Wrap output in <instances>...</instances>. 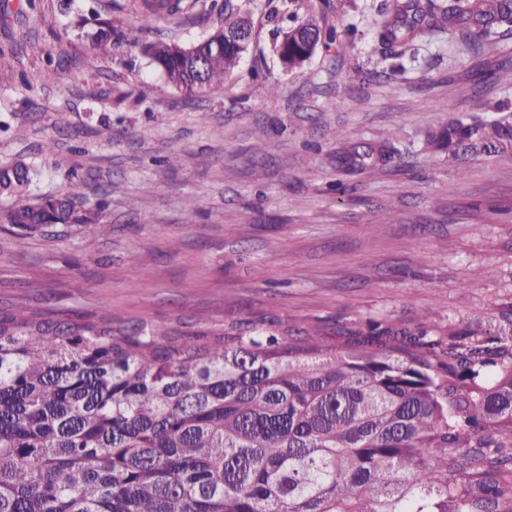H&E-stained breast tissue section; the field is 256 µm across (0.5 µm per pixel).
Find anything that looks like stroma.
I'll list each match as a JSON object with an SVG mask.
<instances>
[{"instance_id": "35a3bbf8", "label": "stroma", "mask_w": 512, "mask_h": 512, "mask_svg": "<svg viewBox=\"0 0 512 512\" xmlns=\"http://www.w3.org/2000/svg\"><path fill=\"white\" fill-rule=\"evenodd\" d=\"M331 3L324 13L303 0L300 12L335 25L346 52L320 49L301 70L284 68L272 0H252L238 70L188 98L143 48L206 38L224 23L211 0L149 27L131 0H0V162L33 167L25 201L67 193L78 177L83 203L102 210L94 237L60 224L29 231L20 248L14 228L0 227V307L213 328L247 307L323 331L370 319L411 328L426 316L443 341L452 328L503 327L512 154L463 170L426 134L476 98L512 103V85L475 83L479 71L512 68V38L422 35L395 60L374 50L381 0ZM106 25L129 41L102 55L91 36ZM340 132L393 143L402 158L338 170ZM337 180L346 193L331 190Z\"/></svg>"}]
</instances>
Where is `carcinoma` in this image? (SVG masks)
I'll use <instances>...</instances> for the list:
<instances>
[{"label":"carcinoma","instance_id":"cac0c4a2","mask_svg":"<svg viewBox=\"0 0 512 512\" xmlns=\"http://www.w3.org/2000/svg\"><path fill=\"white\" fill-rule=\"evenodd\" d=\"M298 0L276 31L283 66L345 39ZM195 3L138 0L143 25ZM375 42L401 58L418 35L457 28L479 45L512 33V0H383ZM249 22L224 0V27L144 53L192 98L224 81L243 49L224 38ZM124 39L93 38L107 54ZM205 70L187 63L188 52ZM460 164L512 153V111L462 112L427 134ZM388 143L349 145L347 169L394 162ZM0 165V193L16 194ZM100 224L62 205L16 203L0 224ZM394 321L293 330L247 309L224 329L125 326L112 312L57 316L0 307V512H512V333L480 339L448 330L424 341Z\"/></svg>","mask_w":512,"mask_h":512}]
</instances>
